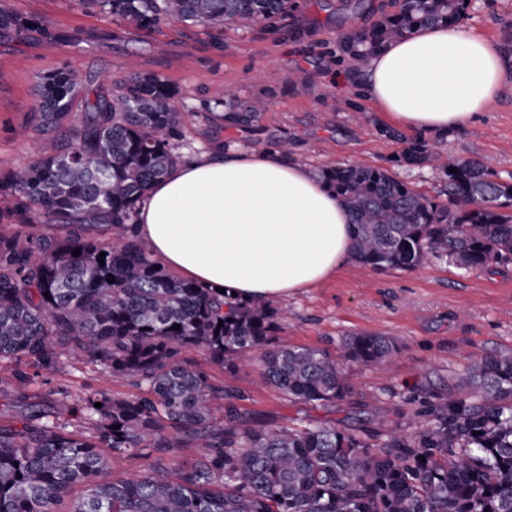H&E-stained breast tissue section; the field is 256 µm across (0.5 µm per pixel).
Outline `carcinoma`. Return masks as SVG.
<instances>
[{
  "instance_id": "carcinoma-1",
  "label": "carcinoma",
  "mask_w": 512,
  "mask_h": 512,
  "mask_svg": "<svg viewBox=\"0 0 512 512\" xmlns=\"http://www.w3.org/2000/svg\"><path fill=\"white\" fill-rule=\"evenodd\" d=\"M79 4L138 29L247 21L280 30L299 0ZM469 6L388 0L370 24L341 27L338 48L363 69L415 29L462 23ZM29 27L47 31L39 18L0 8V34ZM176 94L153 74L135 73L110 91L69 66L40 76L41 132L58 133L61 147L0 173V196L12 202L0 221L30 226L42 218L46 225L37 234L0 235V361L60 373L66 360H86L132 379L140 392L84 394V432L42 403L27 406L21 426L0 425V512H60L77 487L83 493L67 512H512V354L468 368L460 397H409L423 424L392 430L378 445L329 422L253 428L232 404L214 417L218 390L181 357L187 348L235 369L257 354L264 381L301 402L334 405L352 383L326 350L273 344L281 313L268 303H237L173 275L135 235L137 205L179 163L172 146L183 131L169 108ZM78 100L82 119L69 125ZM263 110L258 102L224 113V122L246 125ZM396 162L436 165L446 199L424 196L384 167L337 164L321 172L352 217L357 262L402 270L512 263V182L476 159L443 162L423 138L408 141ZM395 351L386 337L358 334L347 339L343 358L380 367ZM187 445L202 449V458L166 461ZM133 455L152 458L142 475L110 476L109 460Z\"/></svg>"
}]
</instances>
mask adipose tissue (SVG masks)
<instances>
[{
  "label": "adipose tissue",
  "instance_id": "1",
  "mask_svg": "<svg viewBox=\"0 0 512 512\" xmlns=\"http://www.w3.org/2000/svg\"><path fill=\"white\" fill-rule=\"evenodd\" d=\"M506 69L481 36L443 25L390 43L370 61L362 87L402 125L443 132L484 112ZM134 230L181 278L242 301L295 296L352 256L342 201L276 150H217L176 166L149 188Z\"/></svg>",
  "mask_w": 512,
  "mask_h": 512
}]
</instances>
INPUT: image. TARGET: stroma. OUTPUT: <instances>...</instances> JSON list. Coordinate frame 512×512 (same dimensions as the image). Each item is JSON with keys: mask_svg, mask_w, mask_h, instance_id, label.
Returning a JSON list of instances; mask_svg holds the SVG:
<instances>
[{"mask_svg": "<svg viewBox=\"0 0 512 512\" xmlns=\"http://www.w3.org/2000/svg\"><path fill=\"white\" fill-rule=\"evenodd\" d=\"M25 17L43 19L48 32L0 35V171L26 163L32 146L54 153L58 139L39 133V74L71 64L81 78L103 87L129 73L160 76L177 89L171 100L184 135L174 143L182 160L221 149L263 151L290 140L285 159L320 174L329 165L385 167L427 197H437L443 178L428 167L399 166L400 141L380 135L394 121L370 99L352 108L351 68L341 62L337 33L345 16L338 0H303L294 20L298 34L250 22L200 27L164 22L137 29L104 14L84 13L77 0H0ZM467 29L500 47L512 68V0H471ZM267 109L258 121L230 127L224 102L241 109L255 101ZM436 150L451 158H474L503 181H512V81L467 127L425 132ZM286 316L277 341L341 355L346 337L385 336L397 345L387 371L352 366L354 389L333 406L288 398L264 385L260 364L231 369L200 351L186 358L215 385L239 394L237 406L250 426L296 427L333 420L343 429L384 435L416 429L406 398L422 392L453 399L460 380L482 358L512 352V265L465 272L427 263L413 270H375L348 260L337 273L298 296L277 301ZM22 369L27 382L13 376ZM102 390L118 398L135 395L130 380L111 376L90 362L67 364L56 375L27 362L0 361V425L13 422L27 404L48 402L74 422L77 395Z\"/></svg>", "mask_w": 512, "mask_h": 512, "instance_id": "obj_1", "label": "stroma"}]
</instances>
